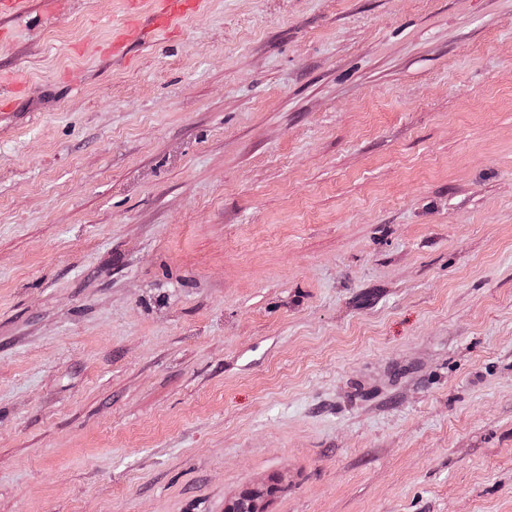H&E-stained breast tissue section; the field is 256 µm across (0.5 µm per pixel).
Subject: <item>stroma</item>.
I'll return each mask as SVG.
<instances>
[{
  "label": "stroma",
  "mask_w": 512,
  "mask_h": 512,
  "mask_svg": "<svg viewBox=\"0 0 512 512\" xmlns=\"http://www.w3.org/2000/svg\"><path fill=\"white\" fill-rule=\"evenodd\" d=\"M0 14V512H512V0ZM196 3L195 0H159V9L153 16L154 30L163 32L172 21L185 15Z\"/></svg>",
  "instance_id": "obj_1"
}]
</instances>
